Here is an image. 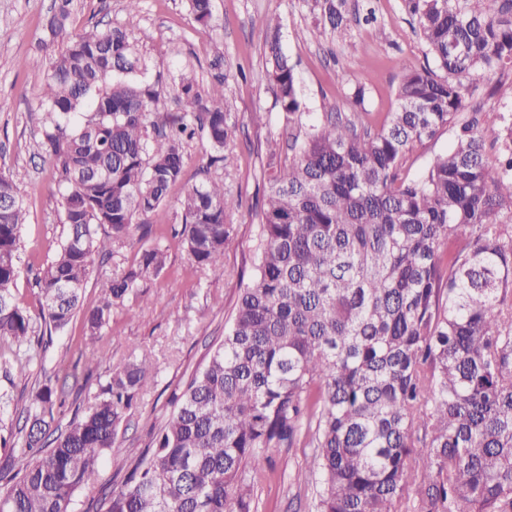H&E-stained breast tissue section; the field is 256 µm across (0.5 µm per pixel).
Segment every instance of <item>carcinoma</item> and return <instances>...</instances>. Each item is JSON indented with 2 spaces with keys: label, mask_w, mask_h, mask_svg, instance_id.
I'll use <instances>...</instances> for the list:
<instances>
[{
  "label": "carcinoma",
  "mask_w": 512,
  "mask_h": 512,
  "mask_svg": "<svg viewBox=\"0 0 512 512\" xmlns=\"http://www.w3.org/2000/svg\"><path fill=\"white\" fill-rule=\"evenodd\" d=\"M72 2L55 0L44 25L43 44L65 48L25 62L46 68L40 147L67 224L36 276L38 318L55 331L79 309L94 257L164 206L189 142L207 141L212 167L234 135L224 76L203 86L181 74L180 111L162 112L130 31L71 33ZM185 2L211 26L212 0ZM405 2L434 67L400 62L396 107L381 118L327 112L305 126L281 24L262 21L286 152L268 149L254 276L105 512H254L266 452L299 446L312 449L295 479L318 481L315 512H512V117L488 128L481 106L465 113L474 81L512 64V0ZM314 3L342 33L348 0ZM445 129L448 151L409 177L413 152ZM0 197V341L12 344L0 365L25 373L34 319L13 287L27 212L2 172ZM238 206L211 177L184 194L176 234L196 265L223 266ZM165 267L160 248L142 249L102 284L88 330ZM152 369L145 355L113 372L47 451L57 394L43 385L29 427L0 432L1 448L26 457L0 512H73Z\"/></svg>",
  "instance_id": "carcinoma-1"
}]
</instances>
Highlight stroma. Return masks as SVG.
Here are the masks:
<instances>
[{
	"label": "stroma",
	"mask_w": 512,
	"mask_h": 512,
	"mask_svg": "<svg viewBox=\"0 0 512 512\" xmlns=\"http://www.w3.org/2000/svg\"><path fill=\"white\" fill-rule=\"evenodd\" d=\"M351 12L344 34L324 31L311 10V0H213V27L199 25L185 8V0H140L139 12L129 16L124 0H74L72 29L91 25L128 28L148 61V80L158 83L165 112L177 111V76L188 72L209 81L223 74L232 90L226 110L235 138L225 150L221 167H209L210 148L198 139L186 149L182 180L171 187L167 206L146 219L152 231L134 234L114 245L109 257L97 259L76 312L60 332L32 342L41 368L26 375L0 370V391L9 390L13 402L4 417L6 426L22 427L33 393L51 382L66 403L55 423L66 427L75 412H86L113 370L148 354L154 360L152 381L119 425L114 455L100 465L97 488L78 493L75 512H95L98 490L120 484L123 475L113 459L138 458L173 407L171 392L182 386L206 362L224 338V328L237 297L240 276H251L259 244V226L252 216L264 199L262 161L268 142L281 140L284 120L267 85L262 19L279 15L284 26L283 49L295 66L305 103L303 120L321 119L324 102L338 111L353 109L356 82L368 91L365 111L382 116L396 106L399 61L422 66L426 48L416 32L414 17L404 0H348ZM54 0H0V172L12 175L28 208L19 248L21 273L15 285L18 304L37 313V272L53 258L67 226L62 221L60 193L53 167L38 147L44 112L39 93L46 78L42 68L22 67L37 55L44 37L43 23ZM374 21H367V14ZM260 123H253V114ZM223 180L237 197L232 217L233 237L221 269L200 268L189 258L181 237L170 227L180 220L179 201L204 173ZM156 246L167 256L163 273L150 278L140 297L113 306L99 335H89L84 313L99 303L104 280L120 273L141 248ZM305 448H281L271 453L272 472L255 487L256 512H312L315 485H297L294 476L305 466Z\"/></svg>",
	"instance_id": "obj_1"
}]
</instances>
